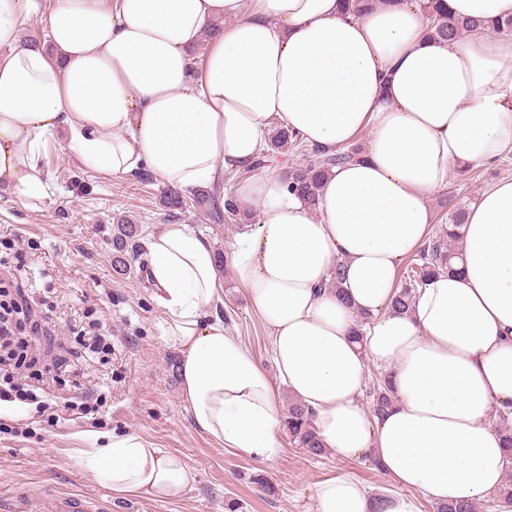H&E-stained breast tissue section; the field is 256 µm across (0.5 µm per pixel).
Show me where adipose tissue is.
<instances>
[{"instance_id": "ef3b65f1", "label": "adipose tissue", "mask_w": 512, "mask_h": 512, "mask_svg": "<svg viewBox=\"0 0 512 512\" xmlns=\"http://www.w3.org/2000/svg\"><path fill=\"white\" fill-rule=\"evenodd\" d=\"M423 3L378 0L350 16L338 0H55L45 50L21 39L38 0H0V189L44 205L41 158L61 131L84 168L145 166L178 191L260 208L236 238L233 269L268 331L273 371L205 313L224 290L209 239L162 226L148 275L199 432L270 458L283 386L314 410L324 448L373 454L395 486L377 495L328 478L314 486V512H420L419 498L475 502L506 478L491 420L512 405V177L469 210L460 269L418 288L409 312L386 310L450 166L512 148V37L430 39ZM219 21L227 29L208 38ZM274 122L312 146L370 139L327 174L312 207L282 176L250 173ZM360 312L370 323L357 324ZM370 361L395 394L379 417L360 400ZM78 458L118 496L161 500L194 482L181 455L137 435Z\"/></svg>"}]
</instances>
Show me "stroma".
Instances as JSON below:
<instances>
[{"label": "stroma", "mask_w": 512, "mask_h": 512, "mask_svg": "<svg viewBox=\"0 0 512 512\" xmlns=\"http://www.w3.org/2000/svg\"><path fill=\"white\" fill-rule=\"evenodd\" d=\"M42 168L55 191L42 207L31 209L0 190V277L13 253L7 241L19 240L26 265L17 279L33 306L54 305L44 325L53 351H80L78 331L99 322L110 337L106 358L84 354L69 366L63 382L50 388L51 413L34 406L0 408V512H41L44 494H83L104 512H313V487L349 474L369 490L390 488V479L368 457L313 458L279 430L280 449L260 460L224 449L198 432L179 393L171 363L175 348L164 335V311L154 299L146 256L117 274L112 266V228L125 217L140 224L142 239L160 225L177 221L210 239L219 254L232 251L238 224L214 223L206 209L188 208L169 218L160 199L165 181L144 184L127 175L112 177L82 168L66 141L50 143ZM458 194L474 203L480 191L512 175V158L454 166ZM224 293L207 310L221 316L229 335L247 344L264 369H271L268 334L249 311L245 292L231 265H224ZM104 392L107 403L76 418L71 407L85 392ZM138 435L155 447L181 454L194 472L191 490L167 500L123 498L97 480L75 458L77 448H92L97 437Z\"/></svg>", "instance_id": "obj_1"}]
</instances>
